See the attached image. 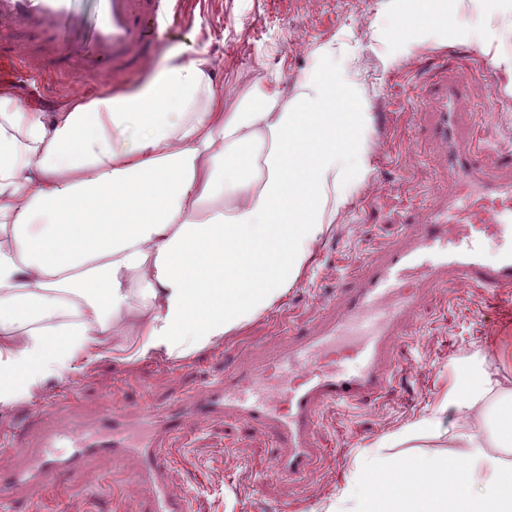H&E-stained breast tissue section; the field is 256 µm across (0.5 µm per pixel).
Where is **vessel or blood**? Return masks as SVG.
Instances as JSON below:
<instances>
[{"label": "vessel or blood", "instance_id": "1", "mask_svg": "<svg viewBox=\"0 0 512 512\" xmlns=\"http://www.w3.org/2000/svg\"><path fill=\"white\" fill-rule=\"evenodd\" d=\"M186 0H96L86 17L76 0H0V25L28 30L30 57L66 74L79 58L87 80L120 83L145 65L161 33L188 19ZM472 81L460 69L428 85L426 134L444 151L446 177L423 224L402 232L388 250L363 260L345 287L329 296L331 316L291 334L286 349L261 356L223 375H203L201 391L182 406L149 404L134 416L113 414L91 426L68 422L73 400L63 392L50 404L57 425L43 430L35 450L0 442V512H16L27 492H58V477L84 479L99 457L134 456V480L152 489L151 512H188L189 496L167 480L171 444L191 416L228 415L268 428L277 449L271 471L301 482L326 455L313 436L326 409L384 395L396 370L390 353L402 339L401 323L420 316L433 288L461 283L500 292L512 288V248L487 263L483 245L512 240V149L501 148L496 168L484 163L486 138L460 108Z\"/></svg>", "mask_w": 512, "mask_h": 512}]
</instances>
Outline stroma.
I'll list each match as a JSON object with an SVG mask.
<instances>
[{"label": "stroma", "mask_w": 512, "mask_h": 512, "mask_svg": "<svg viewBox=\"0 0 512 512\" xmlns=\"http://www.w3.org/2000/svg\"><path fill=\"white\" fill-rule=\"evenodd\" d=\"M389 5V0H198L191 24L165 35L151 53V66L172 55H206L228 107L254 88L289 92L318 68L335 70L368 98L370 172L352 189L332 232L316 244L310 266L280 303L182 360H125L121 348L128 339L116 337L113 354L65 379L45 378L34 395L0 408V436L14 435L38 402L60 394L68 382L76 389L77 418L85 426L121 407L133 411L146 403L181 400L196 390L198 372L218 374L255 359L262 347H285L289 326H310L324 316V299L339 288L345 266L384 250L436 198L441 150L413 138L412 131L421 120L423 89L447 65L476 67L473 95L462 109L477 113L491 139L512 144V73L478 47L482 35L503 23L493 0H461L452 18L455 39L445 43L434 35L410 50L380 35L392 23ZM12 45L24 57L22 33L14 34ZM39 69L24 57L16 76L0 74V84H8L23 105L44 112L50 98L63 103L111 87L105 80L88 85L74 69L68 89L61 91L38 80ZM402 327L406 339L395 351L401 373L391 392L325 411L315 440L331 455L303 485L269 475L276 449L264 430L231 418L209 424L187 419L168 477L171 486L188 490L190 512H278L284 506L292 512H329L343 486L375 456L447 457L458 414L443 402L454 384L484 369L500 384L481 400L474 427L493 437L500 415L512 408V292L451 287L428 295L423 318L404 319ZM434 414L437 429L378 449L382 439ZM135 469L132 459L116 464L95 459L89 470L99 489L68 482L32 512H149L152 490L133 485Z\"/></svg>", "instance_id": "35a3bbf8"}]
</instances>
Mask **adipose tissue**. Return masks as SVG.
I'll list each match as a JSON object with an SVG mask.
<instances>
[{"label":"adipose tissue","instance_id":"adipose-tissue-1","mask_svg":"<svg viewBox=\"0 0 512 512\" xmlns=\"http://www.w3.org/2000/svg\"><path fill=\"white\" fill-rule=\"evenodd\" d=\"M458 0H392L394 38L451 35ZM369 105L327 70L224 104L211 61L46 114L0 87V407L127 336L184 359L269 310L369 172ZM452 459L348 483L354 512H512V462L470 428ZM466 468H459V461Z\"/></svg>","mask_w":512,"mask_h":512}]
</instances>
